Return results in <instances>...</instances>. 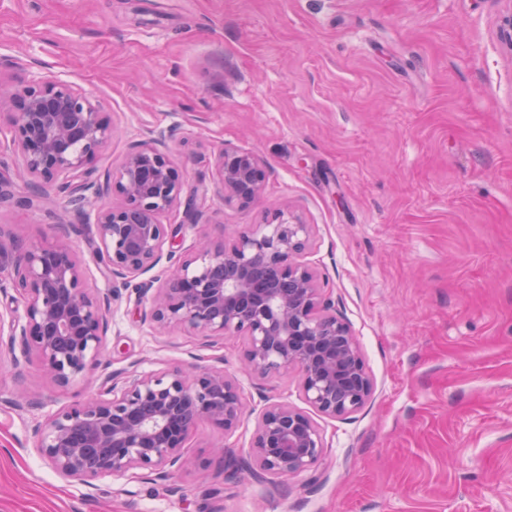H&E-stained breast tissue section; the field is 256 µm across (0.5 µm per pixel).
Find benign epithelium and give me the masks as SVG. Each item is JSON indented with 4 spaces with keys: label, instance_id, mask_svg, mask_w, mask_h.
Wrapping results in <instances>:
<instances>
[{
    "label": "benign epithelium",
    "instance_id": "obj_1",
    "mask_svg": "<svg viewBox=\"0 0 512 512\" xmlns=\"http://www.w3.org/2000/svg\"><path fill=\"white\" fill-rule=\"evenodd\" d=\"M12 114L13 137L27 175L57 183L70 201L84 204L100 189L86 180L112 128L100 104L68 82L37 77L9 95L0 110ZM164 133L128 153L106 189L122 199L94 215L105 269L113 278L135 277L161 259L178 230L162 214L182 204L185 179L165 150ZM216 174L224 206L248 209L264 192L257 158L234 147L221 150ZM56 242H24L0 231V262L9 269L24 306L23 317L0 322L10 349L34 351L60 384L82 374L98 355L106 333L105 299L85 288L78 257L61 224ZM313 227L287 205L271 222L256 224L220 245L199 238L186 260L152 297L150 320L183 328L215 342L246 341L250 372L261 376L297 370L303 398L319 413L344 416L369 400L372 380L349 325L332 313L315 270L301 257ZM238 380L222 368L173 369L112 381L48 419L38 450L62 478L87 483L149 470L168 478L189 464L186 445L198 421L226 430L243 419ZM251 461L243 466L271 481L314 469L324 453L313 419L286 403H273L256 421Z\"/></svg>",
    "mask_w": 512,
    "mask_h": 512
}]
</instances>
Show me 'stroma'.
Here are the masks:
<instances>
[{"instance_id": "35a3bbf8", "label": "stroma", "mask_w": 512, "mask_h": 512, "mask_svg": "<svg viewBox=\"0 0 512 512\" xmlns=\"http://www.w3.org/2000/svg\"><path fill=\"white\" fill-rule=\"evenodd\" d=\"M512 0H0V93L34 76L98 101L114 171L152 133L187 189L207 185L214 243L290 205L314 237L306 256L357 337L373 392L356 413H313L314 471L271 487L225 461L252 452L268 405L305 408L300 376L240 375L246 413L200 422L190 468L159 480H63L37 451L62 409L127 378L218 364L238 373L242 338L156 333L143 290L191 250L114 280L95 225L58 186L14 181L0 228L35 243L58 224L91 292L108 298L92 365L58 384L36 353L0 345V512H512ZM229 145L266 172L251 209L225 207L215 154ZM31 204H23V197ZM224 448L216 459L213 446Z\"/></svg>"}]
</instances>
